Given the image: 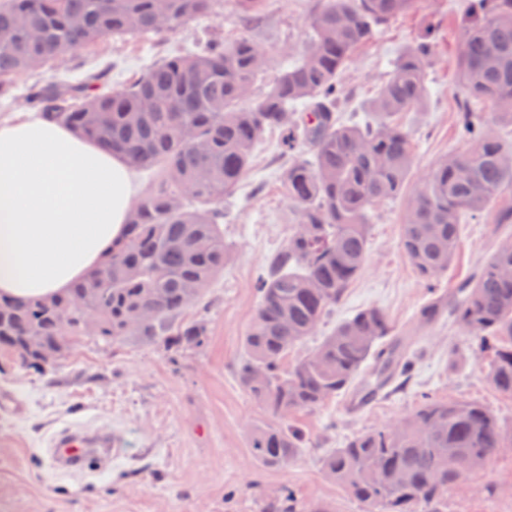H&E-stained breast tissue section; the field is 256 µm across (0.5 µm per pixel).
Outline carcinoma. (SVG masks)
<instances>
[{
	"instance_id": "1",
	"label": "carcinoma",
	"mask_w": 512,
	"mask_h": 512,
	"mask_svg": "<svg viewBox=\"0 0 512 512\" xmlns=\"http://www.w3.org/2000/svg\"><path fill=\"white\" fill-rule=\"evenodd\" d=\"M415 0H327L312 20V44L265 91L254 92L270 62L243 36L199 52L170 55L133 82L114 89L106 62L76 81L40 76L55 59L109 38L174 33L217 12L220 0H0V96L23 75L36 79L23 105L119 153L148 185L135 202L125 238L105 264L63 296L0 301V350L22 364L49 369L24 350V337L47 344L86 337L120 341L141 336L169 351L202 345L207 324L185 317L228 259L224 198L245 176L265 131L280 135L289 156L281 175L299 222L269 259L255 288L259 303L246 335L237 379L277 424L248 428L259 463L280 469L304 445L288 416L322 406L359 382L382 389L410 378L415 358L404 352L387 315L359 310L310 353L288 352L315 334L342 300L368 254L369 211L403 194L414 154L398 117L427 108L433 43L402 50L379 84L364 122H344L338 79L376 29ZM245 17L266 0H235ZM458 50L460 87L474 107L460 115L469 148L439 162L408 198L401 247L427 285L448 272L460 224L486 212L512 188V0H467ZM512 240L502 242L453 302L438 297L418 312L422 325L449 315L491 351L487 379L512 396ZM512 447V427L472 401L423 397L388 427L366 429L322 458L327 478L367 512H441L448 492L471 470ZM269 512H331L324 502L299 506L281 491Z\"/></svg>"
}]
</instances>
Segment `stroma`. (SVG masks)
I'll list each match as a JSON object with an SVG mask.
<instances>
[{
    "label": "stroma",
    "instance_id": "stroma-1",
    "mask_svg": "<svg viewBox=\"0 0 512 512\" xmlns=\"http://www.w3.org/2000/svg\"><path fill=\"white\" fill-rule=\"evenodd\" d=\"M325 2L269 0L261 20L246 27L234 0H224L216 15L175 34L96 43L51 62L44 72L68 70L78 78L90 63L116 60L120 67L112 85L118 88L169 51L197 52L208 39L229 43L246 34L270 54L261 79L267 85L307 51L311 20ZM463 3L417 0L377 29L341 77L349 107L362 106L399 51L424 37L432 41L430 108L399 117L413 145L414 185L439 160L468 147L458 123L466 101L457 72ZM287 164L278 132H265L238 189L224 203L230 256L203 302L187 312L207 323L202 347L170 352L138 336L110 344L88 337L45 374L0 353V512H264L268 497L283 488L301 504L322 501L333 512H365L321 468L325 453L359 431L393 424L426 395L479 402L512 426V397L486 378L489 355L479 352L456 323L441 318L424 328L417 319L432 296L453 301L456 286L480 271L500 240L512 237V224L497 223L492 210L466 220L447 274L430 289L400 246L406 205L400 197L374 212L364 268L316 335L293 354L313 350L358 310L377 307L417 355L409 382L384 389L358 411L349 409L351 396L345 393L316 410L294 413L290 423L303 435L304 448L287 468L260 465L247 428L270 417L239 386L235 368L259 302L254 281L296 225V208L281 187ZM64 429L112 433L124 451L80 471L55 467L48 444ZM444 512H512V448L467 475L449 493Z\"/></svg>",
    "mask_w": 512,
    "mask_h": 512
}]
</instances>
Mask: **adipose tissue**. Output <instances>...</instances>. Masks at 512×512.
<instances>
[{"mask_svg":"<svg viewBox=\"0 0 512 512\" xmlns=\"http://www.w3.org/2000/svg\"><path fill=\"white\" fill-rule=\"evenodd\" d=\"M138 191L116 154L34 116L0 123V298L64 294L125 236Z\"/></svg>","mask_w":512,"mask_h":512,"instance_id":"ef3b65f1","label":"adipose tissue"}]
</instances>
